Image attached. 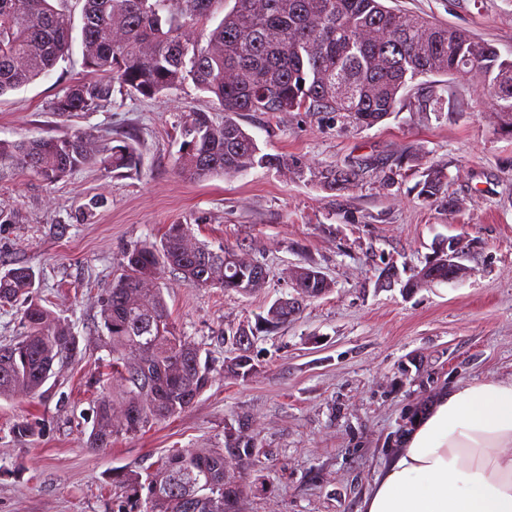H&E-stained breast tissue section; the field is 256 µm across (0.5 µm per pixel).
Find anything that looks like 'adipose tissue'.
Returning <instances> with one entry per match:
<instances>
[{"label":"adipose tissue","instance_id":"adipose-tissue-1","mask_svg":"<svg viewBox=\"0 0 512 512\" xmlns=\"http://www.w3.org/2000/svg\"><path fill=\"white\" fill-rule=\"evenodd\" d=\"M364 512H512V379L445 390L413 423Z\"/></svg>","mask_w":512,"mask_h":512}]
</instances>
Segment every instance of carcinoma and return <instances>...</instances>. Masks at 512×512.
<instances>
[{
  "label": "carcinoma",
  "mask_w": 512,
  "mask_h": 512,
  "mask_svg": "<svg viewBox=\"0 0 512 512\" xmlns=\"http://www.w3.org/2000/svg\"><path fill=\"white\" fill-rule=\"evenodd\" d=\"M216 0H84L80 40L88 77L56 98L59 116L92 112L111 101L114 84L154 98L190 80L224 110L218 124L207 112H191L181 130L177 173L202 182L259 166L279 168L288 159L261 151L236 120L243 112H345L359 128L386 119L420 77L465 76L482 83L502 125L512 129V58L384 0H234L208 34L189 31L209 20ZM69 15L51 0H0V96L45 77L74 41ZM424 108L440 112L438 86L424 87ZM31 171L57 182L99 165L119 176L140 170L131 137L119 145L91 131L0 140V165ZM327 169L320 180L331 190L349 180ZM446 176L430 170L419 195L441 193ZM187 224H169L159 241L134 246L119 258L120 275L101 301L100 318L112 355L109 392L95 404L87 444L107 448L116 433L112 403L136 418L138 431L178 417L211 383L209 358L182 340L170 322L161 288H148L166 269L195 288L250 295L254 268L234 252L190 242ZM35 273L26 266L0 270V309L20 312L23 332L0 345V398L19 391L36 395L57 361L74 360L79 339L72 325L41 303ZM301 306H270L256 332L287 323ZM227 372L245 378L255 364L250 351L231 359ZM255 444L233 432L224 447L204 453L174 450L145 474L112 470V512H236L246 489L244 471Z\"/></svg>",
  "instance_id": "cac0c4a2"
}]
</instances>
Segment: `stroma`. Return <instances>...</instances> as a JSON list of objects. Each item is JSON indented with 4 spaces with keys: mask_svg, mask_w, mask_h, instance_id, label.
<instances>
[{
    "mask_svg": "<svg viewBox=\"0 0 512 512\" xmlns=\"http://www.w3.org/2000/svg\"><path fill=\"white\" fill-rule=\"evenodd\" d=\"M390 4L512 57V0ZM85 76L76 41L50 75L0 97L2 140L91 128L110 141L132 135L142 157L132 176L92 166L51 184L0 166V266L33 268L40 298L73 324L82 352L56 366L41 396L0 399V512H112L113 468L140 471L174 448H219L229 431L258 447L239 512H361L400 436L443 390L512 378V132L481 85L453 79L439 112L420 111L421 92L411 90L370 128L336 112L244 113L238 121L262 152L287 166L193 182L174 167L181 126L195 111L223 122L218 103L190 82L157 99L118 87L98 111L53 115L55 98ZM327 168L351 171L345 189L320 183ZM431 168L447 179L440 199L427 201L416 185ZM93 197L103 207L80 220ZM176 222L269 276L243 296L166 271L171 319L208 354L214 381L180 416L86 448L109 359L100 301L122 252ZM446 238L462 242L463 275L404 290ZM391 266L398 279L382 287ZM294 267L320 270L330 292L259 334L249 377L225 374L237 328L294 297ZM21 419L37 430L24 443L10 432Z\"/></svg>",
    "mask_w": 512,
    "mask_h": 512,
    "instance_id": "obj_1",
    "label": "stroma"
}]
</instances>
